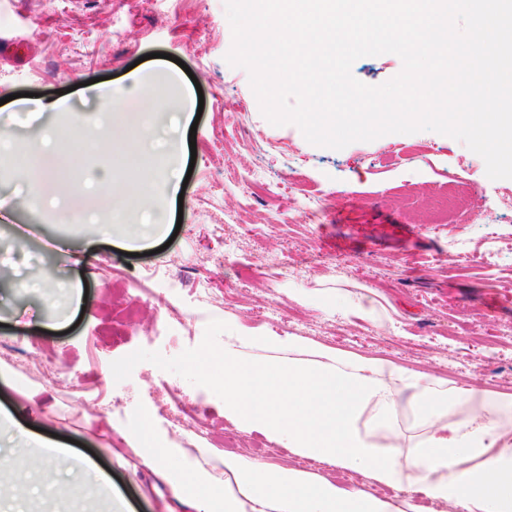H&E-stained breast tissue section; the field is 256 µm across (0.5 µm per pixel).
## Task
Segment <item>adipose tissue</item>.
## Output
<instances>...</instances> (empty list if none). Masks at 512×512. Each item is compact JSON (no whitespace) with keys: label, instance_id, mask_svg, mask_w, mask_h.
<instances>
[{"label":"adipose tissue","instance_id":"obj_1","mask_svg":"<svg viewBox=\"0 0 512 512\" xmlns=\"http://www.w3.org/2000/svg\"><path fill=\"white\" fill-rule=\"evenodd\" d=\"M134 164L151 171L150 183L121 185L104 175L97 190L122 196L128 206L150 193L175 197L174 176L154 155L137 154ZM300 300L334 305L377 326L385 318L384 307L369 294L323 289ZM308 350L300 337L236 325L222 349L203 347L189 370L202 385L223 387L224 416L238 428L281 443L296 457L354 472L355 485L220 457L211 448L163 446L144 419L126 426L107 417L104 426L168 491L165 512H420L422 498L445 512H512V436L501 420L512 412V399L494 404L478 388L452 386L378 356L326 349L311 359ZM403 391L426 427L410 445L396 424ZM3 427L35 448L36 475H50L58 459L81 471L87 467L64 444L26 429L10 413L0 412ZM373 485L391 489L392 497L370 493Z\"/></svg>","mask_w":512,"mask_h":512}]
</instances>
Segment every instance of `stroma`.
Here are the masks:
<instances>
[{
    "label": "stroma",
    "mask_w": 512,
    "mask_h": 512,
    "mask_svg": "<svg viewBox=\"0 0 512 512\" xmlns=\"http://www.w3.org/2000/svg\"><path fill=\"white\" fill-rule=\"evenodd\" d=\"M231 46L224 0H0V140L24 149L45 128L94 118L95 78L116 89L134 72L143 88L167 86L171 115L184 99L204 101L195 132L168 136L174 169L191 173L182 223L166 226L174 241L141 243L136 257L122 245L134 227L89 244L39 195L11 212L7 198L29 179L0 153V258L12 262L0 266V368L12 378L0 381V407L69 439L70 451L107 480L99 485L61 464L57 474L70 488L60 497L5 466L0 477L16 488L5 512H106L115 496L131 512H163L137 457L123 466L110 453L102 419L127 423L155 412L170 389L215 422L236 454L288 466L287 449L225 419L223 388H202L188 371L201 346H220L228 323L298 336L314 352L379 355L493 396L512 394V347H483L512 331V210L493 207L512 193V179H489L464 143L428 130L340 150L312 145L297 126L262 115L247 71L225 60ZM38 100L66 107L35 121ZM132 135L118 121L111 143L70 150L60 187L103 169L130 180L117 154ZM460 186L469 189L465 207L440 212L438 201ZM215 225L233 240L237 264L215 265ZM19 233L29 238L24 255L10 252ZM50 237L85 246L84 271L46 248ZM184 255L192 263L178 265ZM271 255L286 262L280 274L244 280L245 267L261 268ZM203 274L223 284L208 322L197 320L190 294ZM20 275L78 282L87 298L79 306L19 288ZM143 280L155 295L146 303L133 290ZM290 287L370 290L392 321L379 328L321 311L289 298ZM19 386L48 388L49 409L19 407Z\"/></svg>",
    "instance_id": "stroma-1"
}]
</instances>
